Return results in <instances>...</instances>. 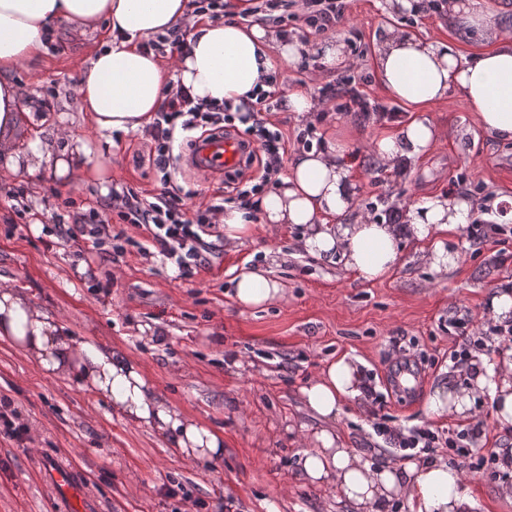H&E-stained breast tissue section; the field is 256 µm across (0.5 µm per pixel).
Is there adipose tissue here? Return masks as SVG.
I'll use <instances>...</instances> for the list:
<instances>
[{
    "label": "adipose tissue",
    "mask_w": 512,
    "mask_h": 512,
    "mask_svg": "<svg viewBox=\"0 0 512 512\" xmlns=\"http://www.w3.org/2000/svg\"><path fill=\"white\" fill-rule=\"evenodd\" d=\"M448 16L462 30L480 31L489 50L469 58L453 41H423L386 26L374 56L382 86L391 98L415 108L446 101L450 88L460 89L474 106L479 126L512 141V29L498 10L481 6L480 0H448ZM59 17L70 22L76 35L102 21L108 26L110 48L75 63L81 108L106 131H134L147 123L172 80L196 101L225 103L232 111L247 113L257 93L266 89L276 59L297 61L305 50L299 43L277 40L258 24L193 15L190 0H0V154L11 169L19 160L6 136L31 117L12 71L39 57L47 25ZM184 24L192 33L172 69L144 53L142 42ZM444 135V129L425 118L394 129L383 123L374 158L394 169L403 158L429 153ZM356 168L345 141L328 134L321 148L291 161L280 185L262 196L258 218L235 207L225 209L220 219L225 241H244L258 222L301 225V249L320 258H339L345 273L366 282L395 271L406 238L430 243L424 257L433 269L456 264L458 255L447 244L468 224L477 202L456 194L428 196L409 206L400 224L353 218ZM233 299L240 309L250 310L285 301L286 294L257 268L236 276ZM0 342L22 350L44 374L75 379L107 399L114 413L159 434L184 460L222 457L223 436L160 396L138 359L115 348L75 342L56 314L33 307L12 288L0 289ZM361 365L356 357H336L301 388L304 406L323 423L309 434L312 447L298 460L301 478L337 493L351 512H379L395 499L404 501L407 512H471L473 498L463 492L459 474L443 458L375 466L341 442L333 425L345 404L364 398ZM484 396L496 423L511 426L512 359L494 363L485 355L475 356L465 385L434 388L426 405L431 416L465 420Z\"/></svg>",
    "instance_id": "1"
}]
</instances>
